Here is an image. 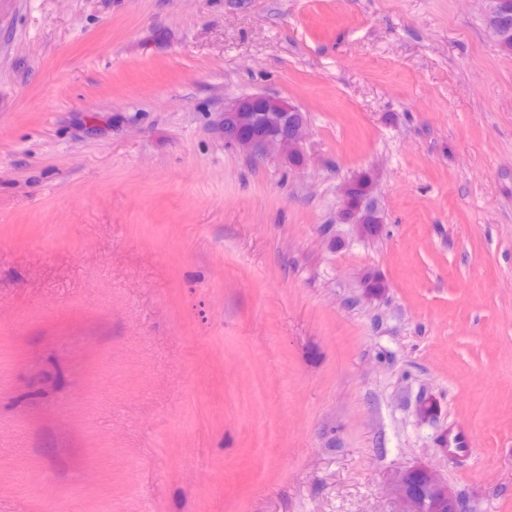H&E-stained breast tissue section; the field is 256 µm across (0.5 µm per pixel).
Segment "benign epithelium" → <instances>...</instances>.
<instances>
[{"label":"benign epithelium","mask_w":512,"mask_h":512,"mask_svg":"<svg viewBox=\"0 0 512 512\" xmlns=\"http://www.w3.org/2000/svg\"><path fill=\"white\" fill-rule=\"evenodd\" d=\"M485 26L498 45L506 43L503 0H485ZM244 128L254 135L240 136ZM309 124L302 110L279 97L252 94L224 102L218 130L224 141L254 159L276 158L286 164L292 154L303 152ZM376 182H371L364 199L353 208L348 204V185H343L339 219L353 226L358 236L366 238L370 225L366 218L375 208L371 203ZM394 490L402 504L401 512H459L458 499L448 487V480L437 470L417 464L398 471L393 478Z\"/></svg>","instance_id":"obj_1"}]
</instances>
